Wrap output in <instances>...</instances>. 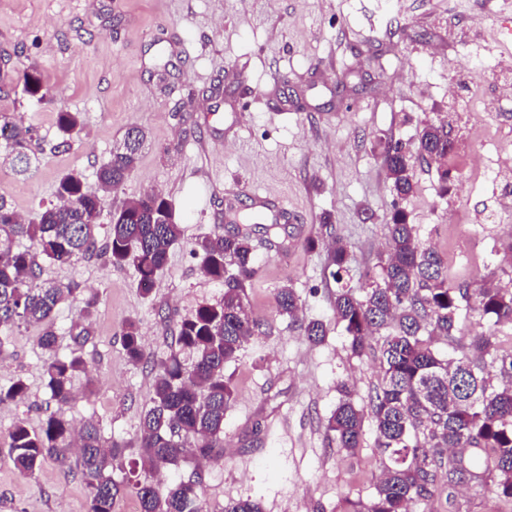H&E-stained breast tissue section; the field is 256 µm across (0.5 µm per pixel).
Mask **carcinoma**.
<instances>
[{"mask_svg": "<svg viewBox=\"0 0 512 512\" xmlns=\"http://www.w3.org/2000/svg\"><path fill=\"white\" fill-rule=\"evenodd\" d=\"M24 90L46 100L42 75L32 67L23 75ZM63 134L59 146L67 148L79 137L83 120L79 112L57 113ZM36 130L0 115V148L18 174L35 164L29 154ZM145 132L128 129L110 159L96 172L90 186L78 171L63 175L57 187L58 202L42 209L35 222L22 221L6 195H0V356L6 352L13 326L42 327L38 345L48 352L43 373L50 399L58 407L73 396L74 378L87 371L79 351L92 336L99 298L83 297L79 316L68 328L75 349L56 351L54 318L58 307L74 295L69 286L41 282L38 258L56 265H73L98 253L108 257L116 270L132 268L138 287L148 294L170 249L181 237L171 201L151 191L105 209V196L117 189L139 160ZM452 142L447 126L428 124L418 136L416 152L400 142H388L383 164L391 189L399 197L414 192L411 163L447 160ZM107 226L101 238L98 229ZM27 239L21 249L17 242ZM387 257L380 261L381 276L358 286L343 285L332 302L336 320L343 324L355 356L368 349L380 354L382 378L369 395L367 405L357 406L347 385L327 420L326 430L336 445L349 451L361 447L365 422L374 433V447L381 456L382 476L372 499L349 502V512H409V505L433 493L437 479L448 485L493 482V491L512 499V347L495 342L493 327L512 322V289L469 284L448 285V262L430 245L420 241L416 225L407 214L395 210L387 224ZM193 253L209 278L224 284V296L199 306L177 328L175 344L192 354L185 364L176 354L152 359L145 352L137 324L122 328V345L128 361L148 364L152 393L136 429L137 451L130 461L127 486L139 504V512H202L203 478L198 471L188 477L177 474L187 454L207 459L223 452L224 414L234 398L224 366L237 360L244 344L262 333L263 323L248 311L246 281L254 272L252 236L242 229L217 227L199 237ZM349 253L336 237L328 246V264L336 282L348 271ZM281 314L297 321L300 296L285 284L277 290ZM470 311L491 322V328L473 337V354L450 357L436 346V337L454 342L460 317ZM303 335L320 343L326 335L322 321L299 324ZM26 393L18 378L0 387V405ZM15 468L33 473L50 456L68 463L76 457L77 472L86 485L88 512H112L121 484L112 479L114 462L124 458L128 445H103L99 424L86 422L73 443L74 426L63 413L46 418L40 430L19 420L8 432ZM477 453L474 463L463 452ZM452 457L444 458L445 452ZM174 474L162 490L145 479H132L137 470ZM224 512H263L249 498L224 504Z\"/></svg>", "mask_w": 512, "mask_h": 512, "instance_id": "carcinoma-1", "label": "carcinoma"}]
</instances>
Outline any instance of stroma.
I'll return each mask as SVG.
<instances>
[{
    "label": "stroma",
    "instance_id": "stroma-1",
    "mask_svg": "<svg viewBox=\"0 0 512 512\" xmlns=\"http://www.w3.org/2000/svg\"><path fill=\"white\" fill-rule=\"evenodd\" d=\"M512 0H0V113L37 128L38 158L16 175L0 159V194L26 219L56 203L67 171L95 184L96 171L130 127L146 131L140 162L106 203L157 191L174 205L178 244L150 294L133 270L105 255L72 266L43 264L42 279L99 295L94 334L82 350L87 376L74 381L65 415L99 421L103 441H131L152 390L145 366L121 343L138 324L147 353L175 350L174 328L224 295L192 248L224 223V189L246 184L282 203L293 223L255 229L251 314L268 323L227 365L235 400L224 416V454L188 460L201 471L204 512L227 500H258L263 512H348L370 501L381 474L373 432L361 448L326 432L340 383L365 405L380 380L377 351L353 356L331 308L326 268L331 236L351 257L347 279L378 273L386 225L404 210L423 242L448 259L449 281L512 288ZM38 66L48 103L29 97L22 76ZM81 113L84 132L55 150L56 114ZM446 124L455 143L448 191L438 165L416 162L415 190L397 197L382 163L387 141L414 146L424 125ZM211 142L202 152V142ZM335 226L326 234L323 220ZM319 241L307 249L308 238ZM291 285L301 320L326 326L311 343L277 308ZM41 327L14 330L0 357V386L27 392L0 406V512H86V488L52 459L34 474L15 469L7 433L33 430L56 409L45 386ZM412 512H512L476 484L437 482Z\"/></svg>",
    "mask_w": 512,
    "mask_h": 512
}]
</instances>
